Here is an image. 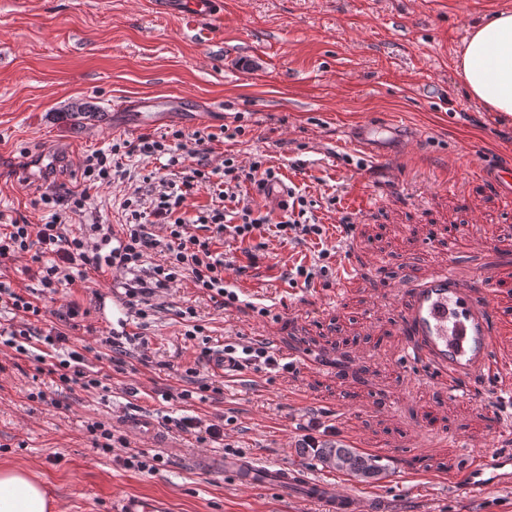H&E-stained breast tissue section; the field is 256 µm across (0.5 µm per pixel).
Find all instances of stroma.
Wrapping results in <instances>:
<instances>
[{
  "mask_svg": "<svg viewBox=\"0 0 512 512\" xmlns=\"http://www.w3.org/2000/svg\"><path fill=\"white\" fill-rule=\"evenodd\" d=\"M502 10L512 0H222L220 15L203 17L160 14L152 0H0V221L40 223L37 199L82 190L80 164L93 151L171 128L216 133L241 112L245 135L208 143L210 165L230 152L266 155L316 201L322 223L351 215L361 269L346 288L333 276L293 287L294 248L267 238L257 266L227 277L239 306L184 280L160 294L148 328L130 319V332L149 338L147 354L121 355L101 338L123 275L108 269L48 298L30 256L0 262V283L42 308L36 329L66 333L109 376L104 391L66 388L0 350V463L34 468L52 512H121L129 498L163 512H314L303 497L226 478L230 453L307 466L312 478L383 496L386 512H512V486L475 496L462 482L466 457L512 449V402L469 382L448 394L401 358L407 274L449 264L493 290L506 330L491 358L512 367V210L496 181L512 170V117L472 101L455 69L472 25ZM144 98L158 101L161 121L129 110ZM367 123L400 124L412 143L394 146L383 131L380 149H365L354 135ZM126 192L99 190L70 231L123 224ZM72 301L83 311L74 326L58 318ZM188 307L212 349L228 336L260 341L291 370L229 372L215 377L217 391L199 390L186 369L212 374L184 339ZM38 390L47 401L30 400ZM185 390L192 398L181 399ZM132 414L156 424L164 449L135 438L125 450L94 449L85 421L117 426ZM183 417L222 424L223 441L180 433ZM309 434L394 458L396 470L369 484L305 465ZM129 451L163 461L140 472L124 465Z\"/></svg>",
  "mask_w": 512,
  "mask_h": 512,
  "instance_id": "35a3bbf8",
  "label": "stroma"
}]
</instances>
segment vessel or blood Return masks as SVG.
<instances>
[{
	"mask_svg": "<svg viewBox=\"0 0 512 512\" xmlns=\"http://www.w3.org/2000/svg\"><path fill=\"white\" fill-rule=\"evenodd\" d=\"M473 284L443 268L410 285L411 302L404 318L408 364H423L448 385L476 377L503 382L506 371L490 358L496 340L491 301L476 302ZM224 472L245 488H272L301 493L324 512H380L377 497L359 494L335 483H314L297 469L266 468L244 456L224 459ZM463 481L473 494L512 485V454L491 451L466 460Z\"/></svg>",
	"mask_w": 512,
	"mask_h": 512,
	"instance_id": "vessel-or-blood-1",
	"label": "vessel or blood"
}]
</instances>
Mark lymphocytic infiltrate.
Wrapping results in <instances>:
<instances>
[{
    "label": "lymphocytic infiltrate",
    "mask_w": 512,
    "mask_h": 512,
    "mask_svg": "<svg viewBox=\"0 0 512 512\" xmlns=\"http://www.w3.org/2000/svg\"><path fill=\"white\" fill-rule=\"evenodd\" d=\"M196 145L214 141L211 133L194 131L185 133L177 129L157 136H143L137 141L116 142L110 149L98 151L85 160L83 175L87 190L65 195H42L40 204L47 213L41 224H7L0 233V260L10 259L39 249L40 253L54 254L58 263L39 267L40 283L44 292L57 293L58 289L72 284L75 278L110 267L129 276L125 289V304L131 313L141 320H148L154 308L151 304L156 292L174 287L184 279H191L194 286L221 297L224 307H232L239 301L238 293L227 285L226 271L236 269V256L215 251L214 241L221 240L243 245V253L249 263H256L257 256L248 243L259 235L277 238L279 242L318 245L317 263L294 264L288 278L291 284L311 286L315 278L327 276L328 262L341 252V245L324 247L328 229L314 213V204L305 195L289 192L285 201L279 202L277 213H265L256 208L253 199L243 195V184L252 185L257 194L267 195L271 184L277 182L275 169L264 156L257 155L248 163H241L236 156L226 155L220 169H190L180 174L178 166L184 165L183 150L187 140ZM165 159L167 171L155 175L150 189L152 200L143 204L142 189L134 175L115 157L133 153ZM124 183L128 192L122 203L125 222L118 245L108 259H101L96 247L89 243L90 234L108 240L111 225L94 224L89 232L70 233L66 224L70 216L84 212L94 188ZM212 192L218 200L216 206L199 210L187 216L188 197L199 190ZM207 228V236L201 237L191 230L192 224ZM159 254L161 263L145 267L148 253ZM0 305L11 307L22 319L17 327L0 329V344L24 355L32 339L27 322L40 317L41 307L29 297L0 286ZM224 360L230 370L244 372L250 369L278 368V360L267 348L256 344H243L233 338L224 341ZM85 358L78 352L52 363L49 371L56 374L60 385L79 386L84 390H97L103 386L98 372L85 368Z\"/></svg>",
    "instance_id": "1"
}]
</instances>
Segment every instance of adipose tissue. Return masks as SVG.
I'll return each instance as SVG.
<instances>
[{
  "mask_svg": "<svg viewBox=\"0 0 512 512\" xmlns=\"http://www.w3.org/2000/svg\"><path fill=\"white\" fill-rule=\"evenodd\" d=\"M457 74L486 111L512 117V11H502L470 31ZM52 500L33 472L0 465V512H51Z\"/></svg>",
  "mask_w": 512,
  "mask_h": 512,
  "instance_id": "adipose-tissue-1",
  "label": "adipose tissue"
}]
</instances>
